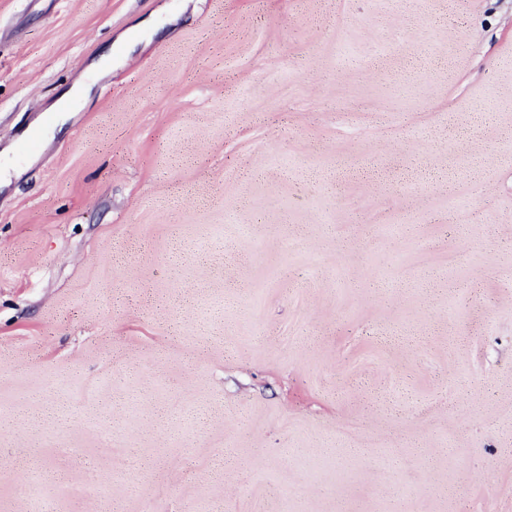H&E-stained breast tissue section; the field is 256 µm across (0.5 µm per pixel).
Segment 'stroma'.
<instances>
[{
    "label": "stroma",
    "instance_id": "obj_1",
    "mask_svg": "<svg viewBox=\"0 0 512 512\" xmlns=\"http://www.w3.org/2000/svg\"><path fill=\"white\" fill-rule=\"evenodd\" d=\"M0 512H512V0H0Z\"/></svg>",
    "mask_w": 512,
    "mask_h": 512
}]
</instances>
